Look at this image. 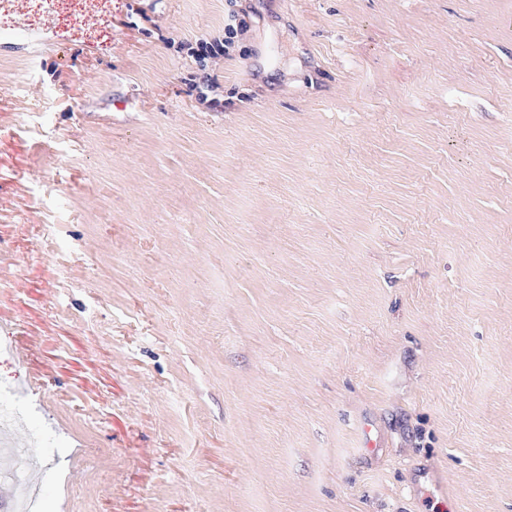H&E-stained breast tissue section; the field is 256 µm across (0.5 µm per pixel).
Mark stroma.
<instances>
[{
  "label": "stroma",
  "mask_w": 512,
  "mask_h": 512,
  "mask_svg": "<svg viewBox=\"0 0 512 512\" xmlns=\"http://www.w3.org/2000/svg\"><path fill=\"white\" fill-rule=\"evenodd\" d=\"M228 7L0 43V487L512 512V0Z\"/></svg>",
  "instance_id": "1"
}]
</instances>
